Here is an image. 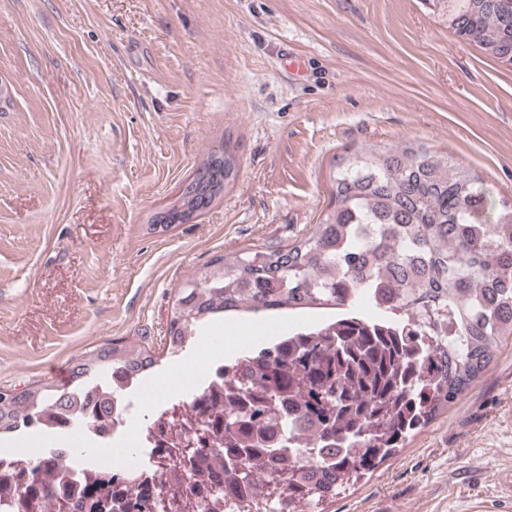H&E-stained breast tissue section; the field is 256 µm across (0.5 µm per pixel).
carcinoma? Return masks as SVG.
Listing matches in <instances>:
<instances>
[{
    "label": "carcinoma",
    "mask_w": 512,
    "mask_h": 512,
    "mask_svg": "<svg viewBox=\"0 0 512 512\" xmlns=\"http://www.w3.org/2000/svg\"><path fill=\"white\" fill-rule=\"evenodd\" d=\"M454 36L494 60L512 54V0H444ZM239 173L237 144L224 139L225 185ZM330 202L313 231L284 248L218 256L180 288L165 347L179 355L207 322L226 313L278 314L322 309L342 314L302 330L289 360L254 361L238 378L232 401L211 423L231 435L210 480L229 484L251 505L278 512H324V502L406 447L411 437L456 403L512 343V205L493 198L484 181L448 153L422 143L379 142L333 157ZM199 215L216 202L196 185ZM154 232L179 223L167 203L148 219ZM392 305L379 319L405 335L362 322L351 308L376 304L381 282ZM150 349L110 340L70 362L69 382L0 390V436L38 430L70 394L137 381L154 368ZM336 445L343 454L310 484L300 449ZM71 455L27 459L19 512H66L50 469Z\"/></svg>",
    "instance_id": "carcinoma-1"
}]
</instances>
